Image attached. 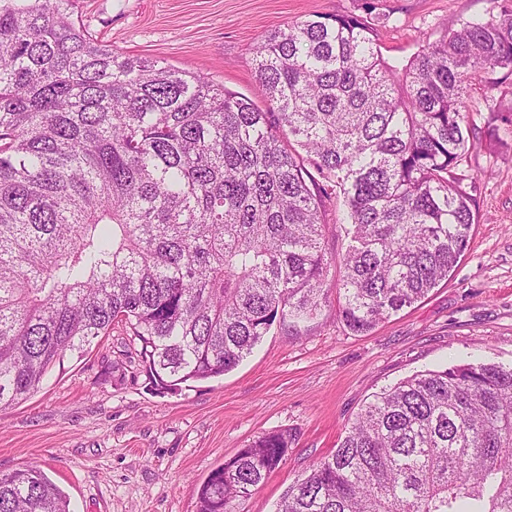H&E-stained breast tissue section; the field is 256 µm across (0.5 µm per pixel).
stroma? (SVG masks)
<instances>
[{"label": "stroma", "instance_id": "1", "mask_svg": "<svg viewBox=\"0 0 512 512\" xmlns=\"http://www.w3.org/2000/svg\"><path fill=\"white\" fill-rule=\"evenodd\" d=\"M382 19L383 55L405 60L491 0H75L97 39L129 55L198 72L268 102L255 50L273 29L314 15ZM512 106V86L478 84L466 101L477 125ZM496 150L471 151L461 172L475 198L469 246L448 281L365 335L336 316L274 325L223 377L158 393L125 335L66 357L25 400L0 410V474L40 467L72 512H196L194 490L261 434L286 429V459L235 512H273L290 483L331 454L365 402L415 372L472 359L512 363V126Z\"/></svg>", "mask_w": 512, "mask_h": 512}]
</instances>
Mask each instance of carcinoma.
<instances>
[{
    "label": "carcinoma",
    "instance_id": "1",
    "mask_svg": "<svg viewBox=\"0 0 512 512\" xmlns=\"http://www.w3.org/2000/svg\"><path fill=\"white\" fill-rule=\"evenodd\" d=\"M72 2L0 0V408L115 329L172 391L313 319L332 269L360 335L448 280L475 224L465 103L473 83L512 79V0L399 63L371 18L274 30L255 52L266 110L109 48ZM292 443L275 430L240 449L197 488L198 512H234ZM0 512L71 510L29 468L0 475ZM276 512H512V364L426 369L372 395ZM325 208L326 220L330 226L325 240L326 249L332 254L342 253L347 242L344 238V232L340 229L339 224H346V208L342 199L336 200V198L325 200Z\"/></svg>",
    "mask_w": 512,
    "mask_h": 512
}]
</instances>
